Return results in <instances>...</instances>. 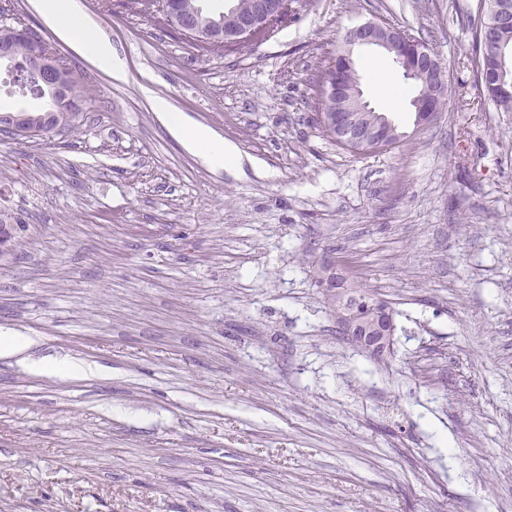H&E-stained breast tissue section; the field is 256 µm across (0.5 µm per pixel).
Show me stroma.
<instances>
[{
    "label": "stroma",
    "mask_w": 512,
    "mask_h": 512,
    "mask_svg": "<svg viewBox=\"0 0 512 512\" xmlns=\"http://www.w3.org/2000/svg\"><path fill=\"white\" fill-rule=\"evenodd\" d=\"M36 0H0L92 93L71 133L0 135V208L26 230L0 259V512H512V112L480 89L479 0H295L224 56L134 0H76L125 64L111 78ZM421 37L449 78L424 129L356 56L365 100L404 133L359 154L316 125L319 75L348 27ZM236 145L187 151L151 101ZM394 312L374 361L336 331L323 252ZM37 344L29 336H17L10 333H0V358L16 359V362L27 369L38 373H63L68 376H87L95 372L101 373L99 366L93 367L77 358H68L62 361L42 358L33 360L28 356L29 350Z\"/></svg>",
    "instance_id": "stroma-1"
}]
</instances>
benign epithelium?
<instances>
[{"label":"benign epithelium","instance_id":"obj_1","mask_svg":"<svg viewBox=\"0 0 512 512\" xmlns=\"http://www.w3.org/2000/svg\"><path fill=\"white\" fill-rule=\"evenodd\" d=\"M288 14V0H252L249 9L242 10L238 5L221 14L220 19L209 28L197 24L192 16L184 18L179 25L181 35L192 43L211 42L235 47L246 42L263 40ZM375 46L384 50L392 58L402 62L410 75H418L436 88L435 96L419 104L416 119L418 126L429 124L437 114V101L447 95L448 79L444 70L435 64V53L427 45L418 41L410 33L389 26L385 22L368 21L347 29L342 37V47L334 57L333 69L341 71L354 66L353 48ZM485 71L500 86L504 93L509 49L494 33L483 38ZM31 67L41 77L48 96L59 103L68 94L69 72L59 62V57L50 49L36 52ZM338 88L333 80L321 89L322 113L330 111L332 99ZM372 111L364 98L345 112L336 113V124L340 128L341 140L356 153L374 152L389 147L396 139V126L386 117L374 123L364 121L363 113ZM30 116L24 112L0 114V125L14 131L19 137H33L35 130L30 127ZM25 231L23 224L0 225V257L10 255L15 244ZM318 284L325 289L352 288L354 281L342 261L326 257L319 267ZM381 313L368 324L343 313L336 314L340 320L342 333L354 345L362 347L376 356L382 355L390 347L393 332V311L385 301L380 304Z\"/></svg>","mask_w":512,"mask_h":512}]
</instances>
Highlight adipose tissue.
<instances>
[{
  "label": "adipose tissue",
  "instance_id": "adipose-tissue-1",
  "mask_svg": "<svg viewBox=\"0 0 512 512\" xmlns=\"http://www.w3.org/2000/svg\"><path fill=\"white\" fill-rule=\"evenodd\" d=\"M37 8L47 25L62 40L89 54L113 78H123L125 70L118 54L110 42L91 37V22L75 10L74 0H37ZM153 105L155 111L161 112L169 132L186 150L226 168L239 166L240 158L233 144L218 139L210 129L196 124L182 113L172 111L165 100L154 99ZM34 344L31 337L1 332L0 358L16 360L19 365L38 373L86 376L94 371L92 365L73 357L62 361L32 359L29 351Z\"/></svg>",
  "mask_w": 512,
  "mask_h": 512
}]
</instances>
